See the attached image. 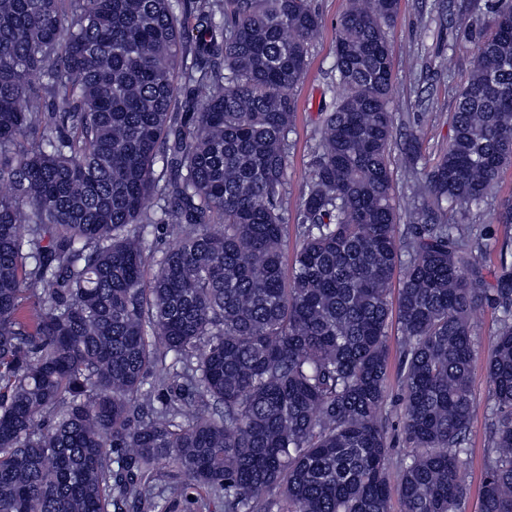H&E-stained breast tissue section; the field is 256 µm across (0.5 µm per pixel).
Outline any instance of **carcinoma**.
<instances>
[{"instance_id":"cac0c4a2","label":"carcinoma","mask_w":512,"mask_h":512,"mask_svg":"<svg viewBox=\"0 0 512 512\" xmlns=\"http://www.w3.org/2000/svg\"><path fill=\"white\" fill-rule=\"evenodd\" d=\"M347 0L284 271L311 0H0V512L160 481L224 512H462L472 314L497 313L480 512H512V264L469 216L512 164V0L396 237L388 30ZM403 430L384 418L389 295ZM34 309L36 316L28 315ZM184 380L170 399L155 384ZM402 275L397 273L395 285L391 294L392 324L389 339L390 349V370L388 380V399L386 405L387 411V438L391 448L390 452V478L392 484L398 480V463L404 457L408 448L402 427L403 408L401 401V389L399 386V368H400V347L397 341V295Z\"/></svg>"}]
</instances>
